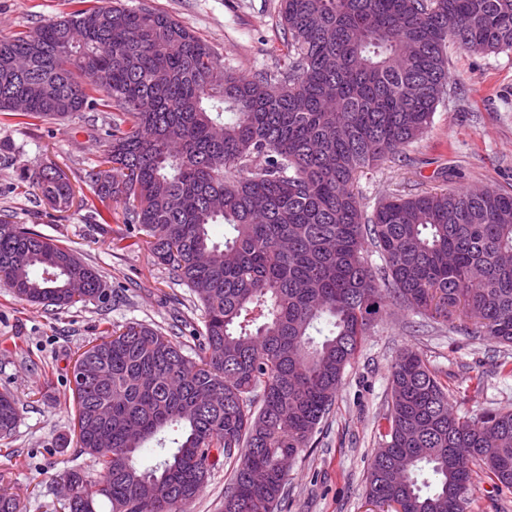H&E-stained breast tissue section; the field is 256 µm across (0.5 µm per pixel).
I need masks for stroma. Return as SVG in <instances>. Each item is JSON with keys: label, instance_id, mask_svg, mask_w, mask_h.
<instances>
[{"label": "stroma", "instance_id": "stroma-1", "mask_svg": "<svg viewBox=\"0 0 512 512\" xmlns=\"http://www.w3.org/2000/svg\"><path fill=\"white\" fill-rule=\"evenodd\" d=\"M147 4L191 29L218 62L251 76L283 62L287 37L280 0H123ZM71 0H0V38L28 32L72 11ZM448 91L429 132L403 157L362 169L354 191L365 210L393 193L453 187L512 190V51L469 52L448 46ZM103 112H83L53 124L0 113V214L59 240L102 276L105 302L47 310L0 286V392L22 409L10 452L0 451V490L23 512H65L63 473L83 469L100 478L95 460L80 453L69 398L74 354L101 328L139 322L162 327L191 354L204 328L189 289L154 263L140 238L118 221L98 223L81 183L108 141ZM55 163L76 189L69 209L51 206L32 178ZM406 348L419 352L448 390L459 414L477 417L512 409V373L499 370L512 347L453 330L449 322L394 308L370 329L348 366L312 448L288 468L283 512H381L365 493L377 446V424L391 401V365ZM482 383H475V376Z\"/></svg>", "mask_w": 512, "mask_h": 512}]
</instances>
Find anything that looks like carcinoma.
<instances>
[{"instance_id": "1", "label": "carcinoma", "mask_w": 512, "mask_h": 512, "mask_svg": "<svg viewBox=\"0 0 512 512\" xmlns=\"http://www.w3.org/2000/svg\"><path fill=\"white\" fill-rule=\"evenodd\" d=\"M283 65L241 77L169 15L77 9L0 40V112L62 122L112 112L108 149L83 182L192 292L198 353L158 327H106L75 362L76 443L103 471L64 473L69 512H187L226 459L224 512H277L284 460L310 447L346 367L390 305L448 317L512 345V193L393 194L369 215L361 169L400 158L432 125L448 41L512 50V0H281ZM59 209L71 181L35 177ZM227 226L224 242L209 234ZM384 265H369L366 244ZM0 283L65 309L105 300L101 275L63 244L0 216ZM0 392V440L20 419ZM369 500L397 512H474L480 473L512 490V410L470 419L414 350L392 365ZM155 442L157 460L135 454Z\"/></svg>"}]
</instances>
